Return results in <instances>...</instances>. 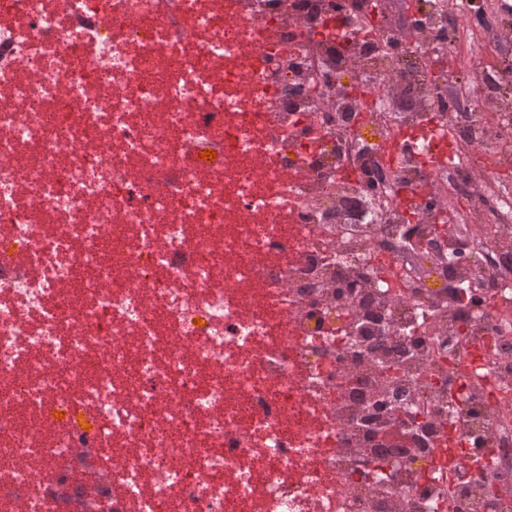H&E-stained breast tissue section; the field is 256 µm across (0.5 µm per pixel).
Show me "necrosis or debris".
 Masks as SVG:
<instances>
[{"mask_svg": "<svg viewBox=\"0 0 512 512\" xmlns=\"http://www.w3.org/2000/svg\"><path fill=\"white\" fill-rule=\"evenodd\" d=\"M336 2L0 0V512H512V56Z\"/></svg>", "mask_w": 512, "mask_h": 512, "instance_id": "4bbe7bcc", "label": "necrosis or debris"}]
</instances>
